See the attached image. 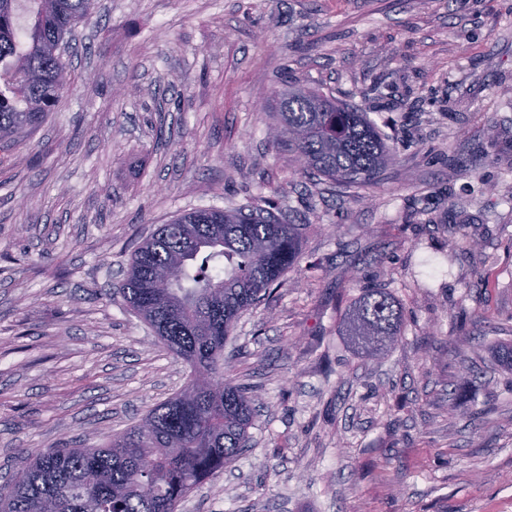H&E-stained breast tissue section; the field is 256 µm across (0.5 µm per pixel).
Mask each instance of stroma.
I'll return each mask as SVG.
<instances>
[{
    "label": "stroma",
    "instance_id": "35a3bbf8",
    "mask_svg": "<svg viewBox=\"0 0 512 512\" xmlns=\"http://www.w3.org/2000/svg\"><path fill=\"white\" fill-rule=\"evenodd\" d=\"M74 38L70 88L0 153V485L187 384L122 272L179 214L268 199L307 231L224 347L250 443L181 512H512V0H97ZM286 78L368 112L376 186L272 146ZM363 286L404 312L376 354L343 329Z\"/></svg>",
    "mask_w": 512,
    "mask_h": 512
}]
</instances>
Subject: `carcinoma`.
<instances>
[{"instance_id":"cac0c4a2","label":"carcinoma","mask_w":512,"mask_h":512,"mask_svg":"<svg viewBox=\"0 0 512 512\" xmlns=\"http://www.w3.org/2000/svg\"><path fill=\"white\" fill-rule=\"evenodd\" d=\"M30 3L27 25L17 22ZM94 0H0V148L53 111L71 84L63 52ZM269 137L305 174L376 185L393 155L367 113L317 89L268 103ZM303 227L268 209H201L159 225L134 250L126 306L191 369L190 383L100 448H52L0 487V512H179L180 503L249 445L255 403L224 381V344L240 315L297 262ZM368 352L399 341L400 304L362 288L343 319Z\"/></svg>"}]
</instances>
